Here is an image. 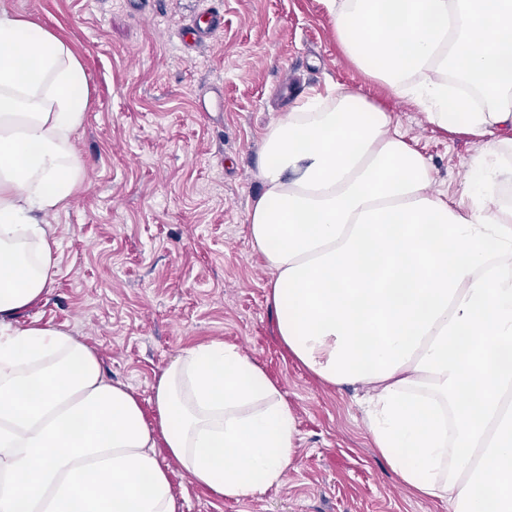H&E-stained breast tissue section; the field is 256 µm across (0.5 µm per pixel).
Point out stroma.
Wrapping results in <instances>:
<instances>
[{"label":"stroma","mask_w":512,"mask_h":512,"mask_svg":"<svg viewBox=\"0 0 512 512\" xmlns=\"http://www.w3.org/2000/svg\"><path fill=\"white\" fill-rule=\"evenodd\" d=\"M72 42L89 78L76 138L83 188L46 218L57 266L19 322L52 324L95 349L113 381L150 408L153 385L185 348L222 341L264 368L291 408L297 450L279 486L239 501L164 464L183 512H448L415 498L376 452L358 386L328 387L289 356L267 301L273 278L247 237L267 126L296 98L336 85L389 104L459 196L475 138L428 124L343 54L322 0H7ZM224 28L194 50L180 31L201 10ZM294 79L293 96L279 89Z\"/></svg>","instance_id":"35a3bbf8"}]
</instances>
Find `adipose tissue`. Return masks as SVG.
I'll use <instances>...</instances> for the list:
<instances>
[{
	"label": "adipose tissue",
	"instance_id": "ef3b65f1",
	"mask_svg": "<svg viewBox=\"0 0 512 512\" xmlns=\"http://www.w3.org/2000/svg\"><path fill=\"white\" fill-rule=\"evenodd\" d=\"M336 41L432 125L474 137L460 201L392 110L332 87L263 137L249 244L291 357L361 383L372 443L417 498L512 512V0H323ZM74 45L0 0V512H182L161 455L240 500L279 485L292 410L236 346L178 354L151 411L98 353L21 311L56 268L46 215L82 187Z\"/></svg>",
	"mask_w": 512,
	"mask_h": 512
}]
</instances>
